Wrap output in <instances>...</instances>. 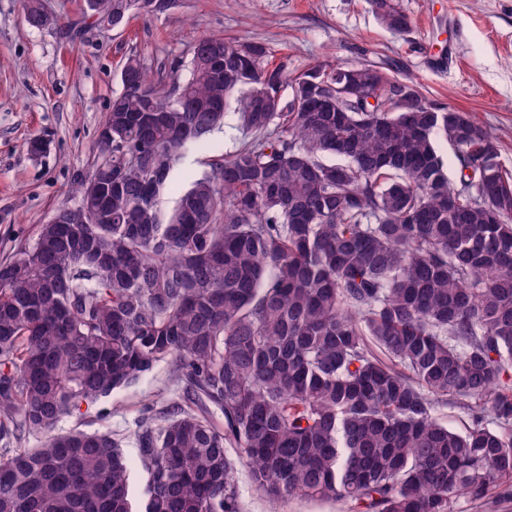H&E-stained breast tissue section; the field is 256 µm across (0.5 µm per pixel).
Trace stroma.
I'll return each instance as SVG.
<instances>
[{
	"instance_id": "35a3bbf8",
	"label": "stroma",
	"mask_w": 512,
	"mask_h": 512,
	"mask_svg": "<svg viewBox=\"0 0 512 512\" xmlns=\"http://www.w3.org/2000/svg\"><path fill=\"white\" fill-rule=\"evenodd\" d=\"M411 26L387 30L368 0H179L165 13L117 24L86 15L84 0H43L60 25L30 26L21 0H0V258L31 243L39 225L74 205L94 161L120 71L135 56L156 73L188 62L204 34L260 42L299 73L316 64H369L413 84L425 101L470 114L490 129L512 171V0H398ZM79 24L67 35L65 22ZM41 138L43 152L28 149ZM241 135L233 117L190 154L176 179L188 185ZM170 385L169 369L117 391L107 419L68 417L63 427L109 429L130 439L145 408ZM243 512H354L351 503L291 498L272 503L246 467L237 469Z\"/></svg>"
}]
</instances>
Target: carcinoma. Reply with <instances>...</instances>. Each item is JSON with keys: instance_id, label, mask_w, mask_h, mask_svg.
Instances as JSON below:
<instances>
[{"instance_id": "obj_1", "label": "carcinoma", "mask_w": 512, "mask_h": 512, "mask_svg": "<svg viewBox=\"0 0 512 512\" xmlns=\"http://www.w3.org/2000/svg\"><path fill=\"white\" fill-rule=\"evenodd\" d=\"M147 2L86 6L121 21ZM369 4L410 27L398 0ZM122 73L112 159L76 187L92 202L112 170L97 223L43 224L0 260V512H242L238 462L272 502L361 512H454L511 484L512 171L495 137L375 66L294 75L257 42L202 36L182 78L137 58ZM232 102L240 145L174 192ZM161 364L179 400L136 426L135 497L123 438L60 422L104 415Z\"/></svg>"}]
</instances>
